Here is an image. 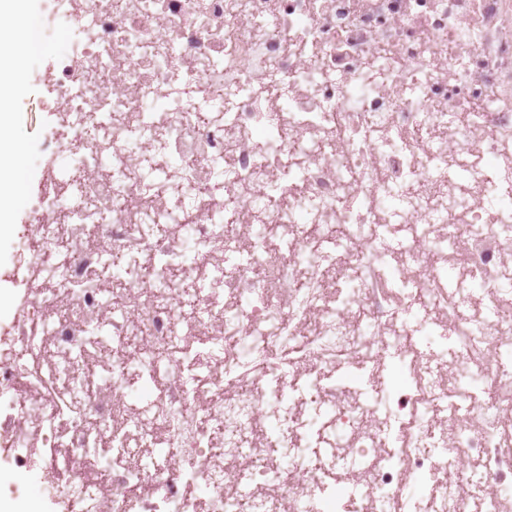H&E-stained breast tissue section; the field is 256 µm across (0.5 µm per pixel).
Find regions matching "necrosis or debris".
Here are the masks:
<instances>
[{"label": "necrosis or debris", "mask_w": 512, "mask_h": 512, "mask_svg": "<svg viewBox=\"0 0 512 512\" xmlns=\"http://www.w3.org/2000/svg\"><path fill=\"white\" fill-rule=\"evenodd\" d=\"M62 31L0 460L50 454V512H512V0H42Z\"/></svg>", "instance_id": "1"}]
</instances>
